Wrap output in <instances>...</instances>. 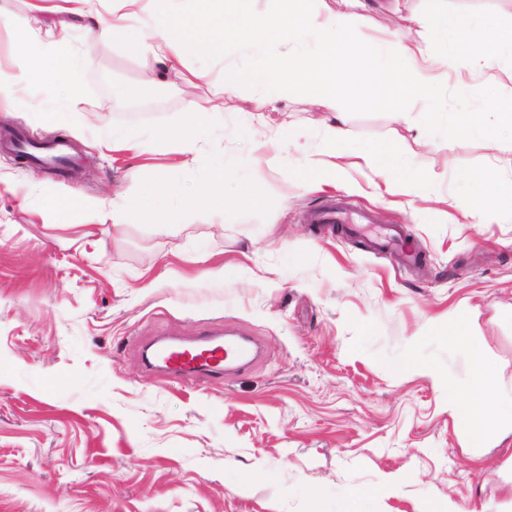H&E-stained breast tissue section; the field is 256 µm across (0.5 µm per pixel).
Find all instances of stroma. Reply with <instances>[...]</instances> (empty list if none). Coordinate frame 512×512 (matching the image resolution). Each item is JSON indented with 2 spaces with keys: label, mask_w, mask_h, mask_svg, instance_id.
I'll use <instances>...</instances> for the list:
<instances>
[{
  "label": "stroma",
  "mask_w": 512,
  "mask_h": 512,
  "mask_svg": "<svg viewBox=\"0 0 512 512\" xmlns=\"http://www.w3.org/2000/svg\"><path fill=\"white\" fill-rule=\"evenodd\" d=\"M369 2L327 0L356 16L362 47L403 37L433 53L408 18L439 7L512 28V0ZM24 25L95 64L76 76L79 106L58 122L43 114L50 86L18 84L17 103L0 104V125L67 138L84 160L67 180L0 153V512H347L355 490L376 491V512L450 501L458 512H512V437L475 445L449 414L442 387L469 376L471 353L433 333L470 308L499 385L512 388V208L476 211L478 188L463 184L484 171L512 183V134L491 148L452 125L427 133L426 103L404 98L399 120L363 83L338 99L350 139L392 146L391 165L426 174L427 197L384 189L381 167L355 156L340 159L335 183L311 186L296 178L300 156L286 144L305 134L318 145L320 113L291 97L239 132L251 90L266 81L240 55L247 93L225 99L200 156L251 159L224 194L246 180L262 202L186 207L151 193L177 154L134 156L102 141L115 127L181 124L206 86L153 85L147 59L120 43L95 46L83 22L60 27L30 0H0V73L20 74ZM460 82L470 86L463 98ZM147 84L149 107L118 110ZM438 86L439 105L460 117L484 111L492 93L512 106V65L487 71L463 54ZM118 194L169 223L113 224ZM55 195L81 198L71 223L45 210ZM336 195L369 209L372 229L402 225L418 266L400 270L307 223ZM211 326L258 339L260 359L212 383L145 369L140 340ZM396 473L401 483L385 488Z\"/></svg>",
  "instance_id": "stroma-1"
}]
</instances>
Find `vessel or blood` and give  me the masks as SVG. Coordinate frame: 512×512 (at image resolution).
<instances>
[{
    "instance_id": "vessel-or-blood-1",
    "label": "vessel or blood",
    "mask_w": 512,
    "mask_h": 512,
    "mask_svg": "<svg viewBox=\"0 0 512 512\" xmlns=\"http://www.w3.org/2000/svg\"><path fill=\"white\" fill-rule=\"evenodd\" d=\"M0 151L24 159L34 167L51 168L64 175L73 166L72 148L64 139L39 143L30 140L23 131L13 129L0 137ZM309 221L313 224H366L370 217L365 212L351 210L343 200L330 199L311 212ZM399 238L398 230L382 231L372 239L371 248L379 253L400 252L405 264H415V255L402 250ZM248 354V341L224 336L222 330L211 328L186 339L171 333L162 334L144 352L143 358L148 371L178 376L190 382H208L223 378L233 363L246 362Z\"/></svg>"
}]
</instances>
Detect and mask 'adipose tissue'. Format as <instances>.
I'll return each instance as SVG.
<instances>
[{
  "mask_svg": "<svg viewBox=\"0 0 512 512\" xmlns=\"http://www.w3.org/2000/svg\"><path fill=\"white\" fill-rule=\"evenodd\" d=\"M252 0H58L57 13L89 17L95 44H127L138 55L152 59L158 78L170 79L195 88L207 83L205 104H192V118L186 124L165 129L150 136L116 129L108 138L113 149L133 154L147 151L174 152L182 165L199 159V145L213 127L207 117L219 110L225 98L237 95L242 73L232 63L233 57L249 54L273 78L257 101L259 106L301 91L312 110L322 113L321 152L333 157L353 154L365 161L380 159L383 148L352 144L343 127V117L336 110V97L344 85L368 79L379 95L392 93L400 80H407L416 96L427 105H435L437 86L424 79L411 66L423 54L420 46L397 40L393 45L374 44L368 51L366 72L344 64L341 53L349 45L352 19L328 8L326 0H277L274 9L258 12ZM418 27L429 29L440 47L435 66H447L459 50L457 36L468 33L471 53L479 66L490 68L504 60L512 61V33L499 28L490 16L448 15L438 10L412 15ZM18 41L29 55L20 76H0V99H13L17 83L53 82L66 91L64 103L76 108L73 75L86 66L88 56L66 57L52 45H41L38 33L20 28ZM194 54L211 56L223 65L221 79L209 72L187 66ZM243 162H230L223 155L211 157L209 174L191 195L192 203L212 210L235 205L253 207L258 194L249 182H242L234 199L224 194V180L231 170H243ZM437 331L449 347H469L474 351L469 380L448 382V409L453 418L475 442H483L497 432L490 409L497 396L494 365L483 350L477 349V325L466 310L456 312Z\"/></svg>",
  "mask_w": 512,
  "mask_h": 512,
  "instance_id": "obj_1",
  "label": "adipose tissue"
}]
</instances>
